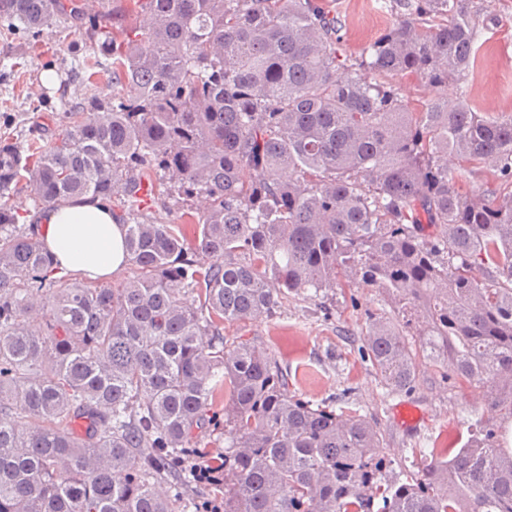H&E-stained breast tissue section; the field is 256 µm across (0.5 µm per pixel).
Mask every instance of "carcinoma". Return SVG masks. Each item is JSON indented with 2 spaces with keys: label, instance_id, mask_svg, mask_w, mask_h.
<instances>
[{
  "label": "carcinoma",
  "instance_id": "obj_1",
  "mask_svg": "<svg viewBox=\"0 0 512 512\" xmlns=\"http://www.w3.org/2000/svg\"><path fill=\"white\" fill-rule=\"evenodd\" d=\"M385 7L395 22L353 56L324 0H117L98 51L136 96L76 107L48 146L0 139V199L29 190L41 210L122 187L138 270L118 288L57 280L36 225L0 204V512H198L152 483L196 452L223 392L224 512H372L378 498L380 512H512V448L494 428L385 485L361 415L289 395L274 356L221 332L291 295L383 288L420 314L443 376L491 383L512 418V116L467 100L497 17L474 0ZM60 16L82 6L0 0V21L33 38ZM389 75L454 83L460 101L412 112ZM466 173L491 182L468 196ZM144 180L211 199L192 238L139 209ZM362 355L390 390L414 387L392 320L370 318Z\"/></svg>",
  "mask_w": 512,
  "mask_h": 512
}]
</instances>
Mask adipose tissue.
<instances>
[{
	"label": "adipose tissue",
	"instance_id": "obj_1",
	"mask_svg": "<svg viewBox=\"0 0 512 512\" xmlns=\"http://www.w3.org/2000/svg\"><path fill=\"white\" fill-rule=\"evenodd\" d=\"M39 234L58 268L86 282L106 281L126 264L125 228L109 200L76 199L39 217Z\"/></svg>",
	"mask_w": 512,
	"mask_h": 512
}]
</instances>
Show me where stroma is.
I'll return each instance as SVG.
<instances>
[{
    "label": "stroma",
    "mask_w": 512,
    "mask_h": 512,
    "mask_svg": "<svg viewBox=\"0 0 512 512\" xmlns=\"http://www.w3.org/2000/svg\"><path fill=\"white\" fill-rule=\"evenodd\" d=\"M342 22L341 35L349 53L377 38L394 19L382 0H329ZM497 14V28L486 31L478 63L470 76L474 111L493 116L512 114V0H490ZM93 27L86 22L57 20L40 39L7 31L0 24V137L16 142L29 138L41 143L60 140L70 127L66 101L96 97L128 98L126 84L74 81L68 69L74 59L92 53ZM53 69V86L41 83L46 69ZM205 196H164L149 202L145 213L165 224L185 223L187 215H202ZM393 306L379 288H337L327 297L283 299L271 313L244 323H228L224 333L255 339L288 371L291 395L321 403L346 395L348 407L370 423L383 440L386 460L381 471L385 483H402L416 476L423 465L420 449L432 439H446L461 447L478 424L500 426L512 434V420L493 407L486 385H456L425 359H418V382L412 391L386 388L369 361L361 358L370 316L389 315ZM405 402L415 404L426 416L420 431L411 434L398 424L395 413Z\"/></svg>",
    "instance_id": "stroma-1"
}]
</instances>
